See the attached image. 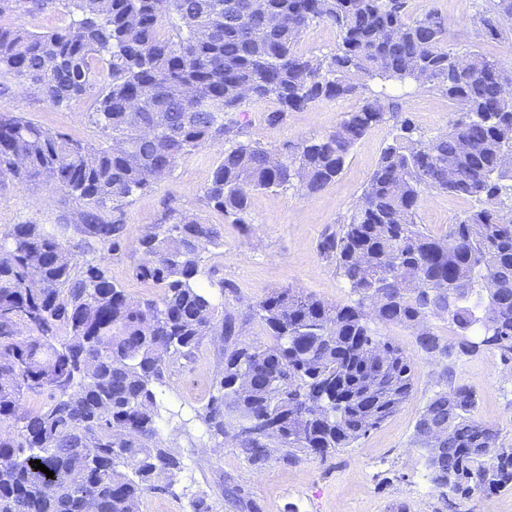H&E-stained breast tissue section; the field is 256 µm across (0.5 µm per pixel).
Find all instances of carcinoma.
<instances>
[{
	"mask_svg": "<svg viewBox=\"0 0 512 512\" xmlns=\"http://www.w3.org/2000/svg\"><path fill=\"white\" fill-rule=\"evenodd\" d=\"M76 17L52 31L0 24V89L14 83L57 107L93 101L98 145L21 116H0V179L42 180L94 208L74 243L67 224H12L0 234V512H140L170 485L181 458L159 437L169 409L157 399L171 364L191 360L205 337L235 335L232 315L215 316L199 284L202 254L218 244L213 224L179 215L139 240L136 277L160 292L140 299L117 287L106 267L79 256L121 249L127 199L152 188L184 155L222 139L204 196L245 223L252 192L299 184L313 195L342 171L372 128L397 134L347 223L319 252L333 260L355 300L329 304L293 288L265 295L255 313L270 344L224 348V366L197 412L215 447L244 425L269 429L241 454L264 463L272 449L321 458L385 423L410 397L409 355L378 326L411 328L418 350L448 360L459 347L500 352L512 364V99L505 69L478 50L450 48L437 10L409 13V0H66ZM51 0H0V17L34 16ZM512 0L476 17L486 38L504 40ZM336 27L334 53L298 50L312 22ZM381 85L368 91L367 83ZM414 83L448 97L459 117L424 139L388 88ZM360 97L322 135L285 147L275 164L232 117L272 100L270 125L322 100ZM429 190L479 197L486 207L435 237L415 224ZM446 320L448 343L428 325ZM66 333L59 340L58 332ZM26 393L44 397L22 405ZM465 384L427 398L415 425L429 482L448 496L512 490V447L475 416ZM38 460L54 472L34 469Z\"/></svg>",
	"mask_w": 512,
	"mask_h": 512,
	"instance_id": "1",
	"label": "carcinoma"
}]
</instances>
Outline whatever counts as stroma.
Returning a JSON list of instances; mask_svg holds the SVG:
<instances>
[{"label": "stroma", "mask_w": 512, "mask_h": 512, "mask_svg": "<svg viewBox=\"0 0 512 512\" xmlns=\"http://www.w3.org/2000/svg\"><path fill=\"white\" fill-rule=\"evenodd\" d=\"M490 0H411L413 12L436 8L455 34L453 48L463 52L477 46L484 55L512 69V40L482 38L473 26L478 11ZM396 94L405 116L424 138L447 131L456 112L447 97L413 85ZM358 98L323 100L286 121L268 125L271 103L248 107L236 118L248 138L278 152L284 145L333 130ZM92 103L73 102L58 108L11 88L0 93V115L24 116L43 127L90 143L100 133L91 123ZM393 132L392 124L372 128L351 149L341 173L321 192L305 195L299 186L253 192L246 221L232 219L208 205L204 189L213 166L223 158L225 143L217 141L183 156L154 190L134 196L125 206L126 244L120 252L100 250L91 258L108 269L113 281L137 297L157 294L154 284L135 275L141 261L138 240L150 228L169 221L170 210L197 215L216 225L221 240L204 255L205 275L200 284L210 293L218 315L233 314L242 344H267L271 338L254 313L257 301L279 288H294L329 303H349L347 283L335 262L318 249L321 237L347 223L381 151ZM481 201L437 191L426 192L416 222L440 236L449 224L481 209ZM85 206L66 192L43 181L0 185V229L13 224L81 223ZM384 336L409 354L414 387L394 416L350 447L327 457L303 455L289 461L281 454L262 465L240 455L232 443L221 454L193 415L208 401L217 371L224 364L223 338L206 337L194 358L173 367L163 399L177 418L161 424L160 437L181 456L183 469L165 492L147 496L141 512H191V502L206 497L213 512H512V490L467 499H448L427 481L422 452L413 443L416 421L429 395L442 384L443 366L419 351L412 329L384 328ZM457 382L477 394L476 415L499 431L503 447H512V367L500 353L482 348L455 357L451 363Z\"/></svg>", "instance_id": "obj_1"}]
</instances>
